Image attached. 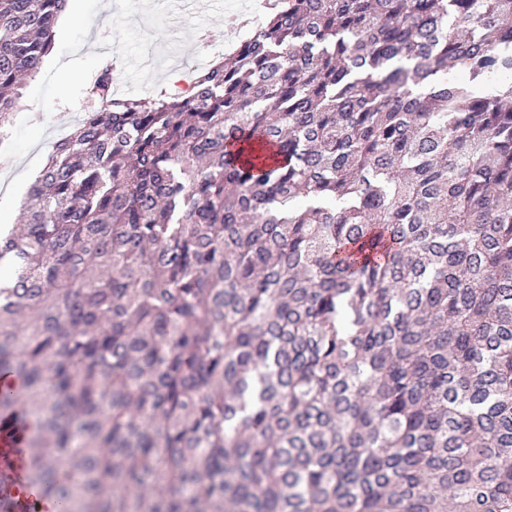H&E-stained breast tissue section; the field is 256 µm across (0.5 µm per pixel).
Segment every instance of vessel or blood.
<instances>
[{
	"label": "vessel or blood",
	"mask_w": 512,
	"mask_h": 512,
	"mask_svg": "<svg viewBox=\"0 0 512 512\" xmlns=\"http://www.w3.org/2000/svg\"><path fill=\"white\" fill-rule=\"evenodd\" d=\"M24 413L0 415V512H47L40 491L28 479Z\"/></svg>",
	"instance_id": "vessel-or-blood-1"
}]
</instances>
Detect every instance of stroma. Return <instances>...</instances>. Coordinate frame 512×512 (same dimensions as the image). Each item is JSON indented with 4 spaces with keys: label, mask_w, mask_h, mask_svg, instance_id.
Listing matches in <instances>:
<instances>
[{
    "label": "stroma",
    "mask_w": 512,
    "mask_h": 512,
    "mask_svg": "<svg viewBox=\"0 0 512 512\" xmlns=\"http://www.w3.org/2000/svg\"><path fill=\"white\" fill-rule=\"evenodd\" d=\"M77 19L69 34L55 41L53 61L27 78L12 111L8 145L16 171L40 173L55 142L69 133L71 116L86 107L84 89L99 65L120 56L125 76L117 82L125 96L175 94L171 76L180 60L196 56L195 34L207 28L214 42L224 40L219 12L234 0H196L192 12H180L172 0H157L145 25L132 23L133 0H75ZM41 110L34 123L32 110Z\"/></svg>",
    "instance_id": "stroma-1"
}]
</instances>
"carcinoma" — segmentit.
Segmentation results:
<instances>
[{"mask_svg": "<svg viewBox=\"0 0 512 512\" xmlns=\"http://www.w3.org/2000/svg\"><path fill=\"white\" fill-rule=\"evenodd\" d=\"M67 0H0V124ZM93 106L0 238L62 512H512V0H276Z\"/></svg>", "mask_w": 512, "mask_h": 512, "instance_id": "1", "label": "carcinoma"}]
</instances>
